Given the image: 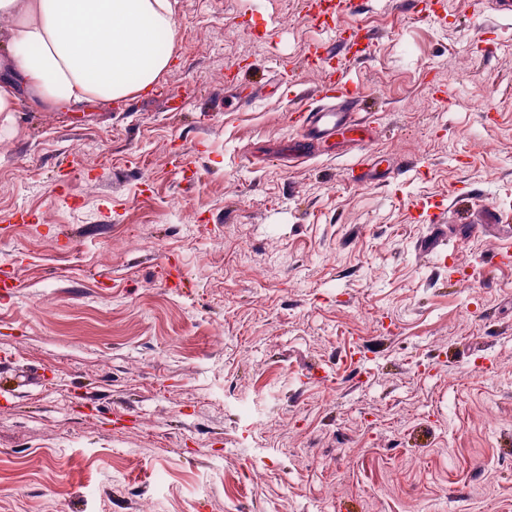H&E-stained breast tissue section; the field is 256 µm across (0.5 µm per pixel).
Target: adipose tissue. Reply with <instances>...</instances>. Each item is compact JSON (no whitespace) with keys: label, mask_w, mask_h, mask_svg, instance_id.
Listing matches in <instances>:
<instances>
[{"label":"adipose tissue","mask_w":512,"mask_h":512,"mask_svg":"<svg viewBox=\"0 0 512 512\" xmlns=\"http://www.w3.org/2000/svg\"><path fill=\"white\" fill-rule=\"evenodd\" d=\"M176 0H0V113L29 96L52 107L110 102L154 84L171 53Z\"/></svg>","instance_id":"adipose-tissue-1"}]
</instances>
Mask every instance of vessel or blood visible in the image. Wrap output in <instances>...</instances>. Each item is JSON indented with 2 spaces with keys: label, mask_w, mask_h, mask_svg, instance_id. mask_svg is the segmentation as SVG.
Returning a JSON list of instances; mask_svg holds the SVG:
<instances>
[{
  "label": "vessel or blood",
  "mask_w": 512,
  "mask_h": 512,
  "mask_svg": "<svg viewBox=\"0 0 512 512\" xmlns=\"http://www.w3.org/2000/svg\"><path fill=\"white\" fill-rule=\"evenodd\" d=\"M354 0H309L306 20L327 29L334 28L341 16L350 14ZM372 39L362 27L340 30L337 43L314 42L304 49L307 65L318 68L323 79L315 92L294 107L290 125L295 136L288 147L290 155L310 157L320 152L333 154L335 137L362 142L369 124L362 118L364 97L344 71L345 60L366 55ZM418 221L434 223L444 211L440 200H416L411 204Z\"/></svg>",
  "instance_id": "obj_1"
}]
</instances>
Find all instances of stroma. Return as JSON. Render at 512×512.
Instances as JSON below:
<instances>
[{
    "instance_id": "stroma-1",
    "label": "stroma",
    "mask_w": 512,
    "mask_h": 512,
    "mask_svg": "<svg viewBox=\"0 0 512 512\" xmlns=\"http://www.w3.org/2000/svg\"><path fill=\"white\" fill-rule=\"evenodd\" d=\"M304 10L177 0L133 103L0 114V512H512V239L406 207L512 221V19L355 0L370 140L296 162ZM411 208L418 221L434 224L444 211V203L441 200H416L411 203Z\"/></svg>"
}]
</instances>
